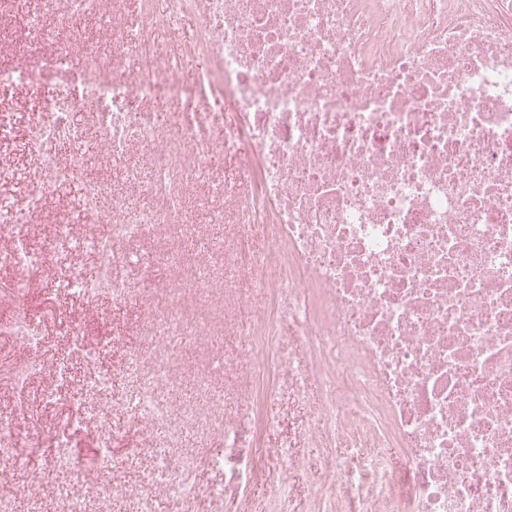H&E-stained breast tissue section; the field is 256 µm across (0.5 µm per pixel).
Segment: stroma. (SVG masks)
Segmentation results:
<instances>
[{
	"instance_id": "obj_1",
	"label": "stroma",
	"mask_w": 512,
	"mask_h": 512,
	"mask_svg": "<svg viewBox=\"0 0 512 512\" xmlns=\"http://www.w3.org/2000/svg\"><path fill=\"white\" fill-rule=\"evenodd\" d=\"M143 9L144 0H119L120 23L111 32L106 21L89 5L64 13L48 6L46 0H0V72L20 66V50L34 41L31 21L37 17L41 20L43 37L39 43L43 57L54 58L64 50L70 63L75 65L81 62L85 51L90 50L96 55L103 74L113 77L115 72L133 66L132 58L118 56L117 48L119 43L134 40ZM58 85V78L49 76L31 85H14L7 95H0V113L4 114L11 128L9 140L0 146L8 154L9 170L8 178L0 182V202L26 196L37 181L39 158L29 144L27 130L36 120L37 110L55 96ZM238 166L235 159L209 166L206 182L195 186L184 198L180 221L195 225L196 240L223 242L225 226L212 222L211 214L223 207L224 200L209 193L208 186L212 183L221 185L232 179ZM130 167L142 171L138 189L134 192L126 183V170ZM79 174L78 180L60 187L43 201L27 223L13 227L16 237L47 256L45 267L33 273L27 282L32 314L43 336L40 355L46 371L22 391L11 384L7 373L0 372V418L8 421L15 434L34 450L30 471L16 477L19 487L32 484L41 491H49L60 479L51 465L49 448L61 420V410L45 405L44 393L50 388L58 391L77 389L87 372L86 365L71 353L69 336L72 330L80 329L90 336L111 337L112 343L103 352L97 368L111 375L112 392L108 399L117 405L112 417V435L115 455L120 461L115 478L123 493L114 498L112 512H138L142 478L152 464L146 451L149 439L119 404L130 394L125 361L140 346V305L132 300L115 302L106 295L90 305L65 297L63 290L73 271L96 273L100 258L91 252L74 251L69 244L57 241L53 225L58 213L63 211L74 225L75 239H82L92 232L94 220L86 214L81 198L80 180L86 176L98 179L108 193H132L134 203L143 208L158 206L159 199L152 189V170L135 146L116 159L102 152L83 159ZM187 244V239L170 234L123 243L117 249L123 258L117 272L129 287H136L147 275L146 267L138 261L139 256L171 248L182 250ZM246 346V340L227 336L222 341L213 340L183 352L179 372L184 383L170 392V399L185 401L194 397V375L217 353L223 354L224 364L212 378L213 387L226 401L242 399L248 379L238 355ZM60 363L68 368L63 380L56 376V366ZM323 396L324 391L317 383L309 386L302 399L283 385L267 401L266 410L277 414L279 423L274 429L262 433L261 443L272 451L292 447L294 458L288 464L269 461L263 477L251 485L242 501L221 503L212 499L209 492L223 483L224 475L203 465L195 474L196 499L182 509L158 489L154 492L156 512H257L261 507L267 512H335L327 495L330 477L324 464L326 451L314 447L311 439L300 431L311 405L322 401Z\"/></svg>"
}]
</instances>
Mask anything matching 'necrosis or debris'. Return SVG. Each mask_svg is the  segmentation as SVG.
<instances>
[{"mask_svg":"<svg viewBox=\"0 0 512 512\" xmlns=\"http://www.w3.org/2000/svg\"><path fill=\"white\" fill-rule=\"evenodd\" d=\"M167 9L200 22L211 67L194 88H182L155 50L160 16L148 4L136 40L120 48L135 59L130 75L100 79L85 56L30 131L44 193L74 178L52 146L82 142L70 116L90 101L107 153L141 145L156 171L164 204L155 210L117 195L101 211V184L84 186L86 211L109 229L90 241L98 275L70 285L90 304L132 298L114 246L171 227L193 186L186 172L206 175L208 155L192 145L210 125H224L214 150L231 145L254 160L224 186L225 258L239 276L265 270L260 303L233 296L239 316L224 325L250 344L248 405L225 407L203 373L202 403L176 411L162 399L177 348L208 339L186 314L188 296L215 287L203 262L192 287L152 280L128 374L137 418L166 445L152 451L139 512H155L159 485L187 504L202 463L223 471L231 500L259 478L256 409L280 377L299 374L280 339L285 322L304 337L327 391L309 434L354 457L330 464L346 512H512V0H168ZM145 97L168 109L166 122L140 108ZM254 224L269 244L261 259L243 246ZM9 294L8 333L33 353L11 369L22 387L43 370L42 336L22 289ZM215 413L224 418L219 447L170 454ZM111 416L95 411L93 489L74 490L83 463L70 433L58 434L50 453L65 477L53 492L60 512H109ZM393 448L402 470L391 468Z\"/></svg>","mask_w":512,"mask_h":512,"instance_id":"4bbe7bcc","label":"necrosis or debris"}]
</instances>
